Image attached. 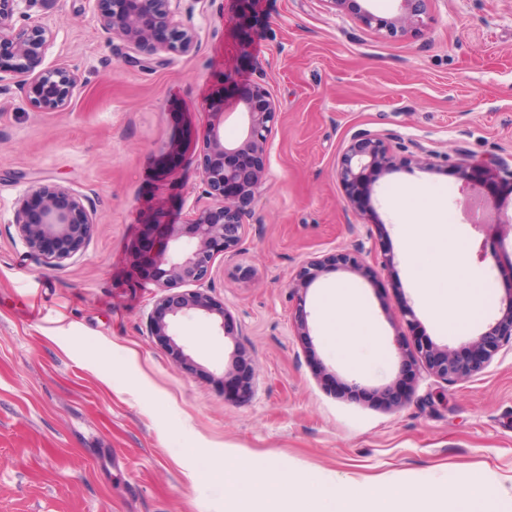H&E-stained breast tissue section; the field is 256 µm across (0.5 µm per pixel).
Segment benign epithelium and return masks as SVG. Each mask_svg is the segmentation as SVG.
Here are the masks:
<instances>
[{
    "label": "benign epithelium",
    "instance_id": "benign-epithelium-1",
    "mask_svg": "<svg viewBox=\"0 0 512 512\" xmlns=\"http://www.w3.org/2000/svg\"><path fill=\"white\" fill-rule=\"evenodd\" d=\"M40 0H0V93L10 90L6 76L21 77L27 103L40 112L69 110L77 75L66 67L46 68L44 62L53 46L51 31L34 25L17 28L14 17ZM102 29L136 48L146 67L169 63L171 54H188L199 40L196 27L184 22L193 12L189 0H94ZM390 18L357 7L356 19L365 27L385 32L389 37L416 34L426 26L429 0H396ZM232 73L224 74V93L209 112V123L200 158L202 191L191 204L182 224L167 223L162 217L146 225L136 248L139 264L154 271L144 287L154 288L150 313V333L171 342L174 318L195 313L218 315L224 329L233 321L228 309L215 303L205 283L220 255L230 257L242 245L246 233V207L266 182L265 159L278 119V108L269 91L254 84L244 92L230 88ZM242 108L245 131L241 138H224V118ZM464 188L477 193L489 210H500L502 201L490 194L492 185L512 182V170L502 161L475 167L466 158L455 163ZM397 169L390 144L367 130L355 133L344 147L336 175L345 190L365 192L375 179ZM12 223L30 249L59 264L80 252L93 226L94 211L81 197L62 185L35 183L19 197ZM190 247H178L182 239ZM363 248L340 254L346 269L365 275L369 269L362 258ZM324 259H307L290 280L291 294L303 297L323 271ZM512 344V292L501 301L500 316L492 335L480 336L457 349L435 346L427 341L417 345V353L428 372L446 383H454L482 372L500 347Z\"/></svg>",
    "mask_w": 512,
    "mask_h": 512
}]
</instances>
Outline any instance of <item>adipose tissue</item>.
I'll return each mask as SVG.
<instances>
[{"mask_svg":"<svg viewBox=\"0 0 512 512\" xmlns=\"http://www.w3.org/2000/svg\"><path fill=\"white\" fill-rule=\"evenodd\" d=\"M401 234L414 286L428 302L433 319L456 329L476 324L491 304L494 291L490 283L470 275L462 230L435 219L402 225ZM335 305L326 324L335 332L340 349L347 351L371 336L369 311L353 288L337 289ZM263 482L284 490L274 512H320L319 502L327 499L335 505L333 512H512V490L486 485L477 478L411 493L395 485H382L339 495L329 484L268 466L263 470Z\"/></svg>","mask_w":512,"mask_h":512,"instance_id":"ef3b65f1","label":"adipose tissue"}]
</instances>
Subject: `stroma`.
<instances>
[{"mask_svg":"<svg viewBox=\"0 0 512 512\" xmlns=\"http://www.w3.org/2000/svg\"><path fill=\"white\" fill-rule=\"evenodd\" d=\"M239 8L197 0V48L150 68L100 28L92 0L15 18L51 29L46 66L80 82L66 112L36 111L16 84L0 94V512H224L253 498L213 478L227 454L333 480L342 495L472 475L512 488V347L451 384L400 355L415 345L409 308L439 346L493 329L512 292V233L468 228L471 267L496 301L456 333L414 288L399 229L425 223L434 201L459 223L454 170L381 176L375 222L348 206L335 174L362 129L409 154L512 166V0H431L426 28L396 38L323 0H254L242 32ZM228 69L238 86L264 85L279 119L246 238L209 277L230 330L215 315L180 318V358L150 334V271L134 247L157 213L183 222L201 192L195 156ZM36 180L75 190L96 213L85 247L60 267L11 223ZM359 242L362 277L334 264ZM311 256L329 264L300 302L288 283ZM340 284L360 292L381 350L366 342L349 357L326 335L325 294ZM301 316L309 335L295 333ZM240 351L253 375L241 398L224 386ZM399 383L409 401L378 399Z\"/></svg>","mask_w":512,"mask_h":512,"instance_id":"stroma-1","label":"stroma"}]
</instances>
